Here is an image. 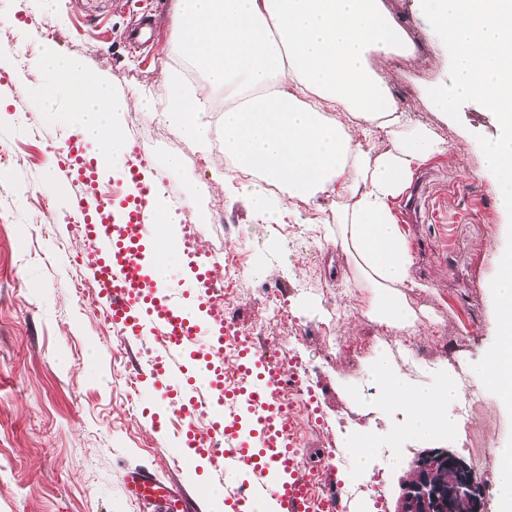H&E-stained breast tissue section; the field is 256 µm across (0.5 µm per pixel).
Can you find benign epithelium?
<instances>
[{
    "label": "benign epithelium",
    "instance_id": "obj_1",
    "mask_svg": "<svg viewBox=\"0 0 512 512\" xmlns=\"http://www.w3.org/2000/svg\"><path fill=\"white\" fill-rule=\"evenodd\" d=\"M484 512L480 482L465 460L446 448L425 451L402 486L398 512Z\"/></svg>",
    "mask_w": 512,
    "mask_h": 512
}]
</instances>
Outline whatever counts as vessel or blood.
<instances>
[{
	"label": "vessel or blood",
	"instance_id": "b4317fda",
	"mask_svg": "<svg viewBox=\"0 0 512 512\" xmlns=\"http://www.w3.org/2000/svg\"><path fill=\"white\" fill-rule=\"evenodd\" d=\"M55 150L73 161L67 174L71 203L84 221L85 267L100 290L106 315L120 328L123 340L153 333L162 339L163 353L157 357L150 376L158 397L180 400V413L193 417L199 409L195 377L189 376L187 355L201 350L204 359H212L224 347L229 331L224 308L214 295L211 259L198 247L181 245L180 258L194 274L191 292L197 302L198 316L185 314L178 293L158 288L146 271L145 244L156 243V227L146 221L153 215L155 188L133 169H126L130 187L129 201L121 215L111 214L99 205L93 176L104 163L101 155H87L83 140L76 135L55 136ZM242 367L257 366V382H245L237 389L224 386L222 367L210 369L208 399L213 408L212 426L224 437V456L233 467L263 472L275 466L287 474V481L264 485L263 490L275 500L279 512H342L343 499L338 488L316 493L304 474L303 450L296 439L278 429L277 408L279 379L282 371L269 364L264 353L247 336L234 338ZM243 398L247 410L262 428V453H255L249 437L243 436L235 422L224 418L225 399ZM123 486L131 501L151 507L153 512H184L182 496L160 481L148 468L125 471ZM254 488L233 489L224 499L228 512H250Z\"/></svg>",
	"mask_w": 512,
	"mask_h": 512
}]
</instances>
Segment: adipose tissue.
Listing matches in <instances>:
<instances>
[{
	"label": "adipose tissue",
	"instance_id": "adipose-tissue-1",
	"mask_svg": "<svg viewBox=\"0 0 512 512\" xmlns=\"http://www.w3.org/2000/svg\"><path fill=\"white\" fill-rule=\"evenodd\" d=\"M175 25L179 55L223 90L224 110L212 124L207 99L174 78L164 122L201 150L221 128L225 155L246 177L238 195L268 223L281 222L289 201L331 192L335 218L326 239L348 255L367 289L369 317L415 329L405 294L413 257L392 201L415 166L447 147L393 104L385 78L369 66L373 54L407 60L418 51L383 0H181ZM34 65L43 76L41 111L75 121L110 158L123 153L124 114L154 112L146 97L114 93L81 56L45 48ZM63 99L66 114L58 111ZM272 186L277 194H269ZM368 374L381 398L407 412L402 433L425 440L462 428L451 375L417 388L384 354Z\"/></svg>",
	"mask_w": 512,
	"mask_h": 512
}]
</instances>
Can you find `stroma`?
I'll return each instance as SVG.
<instances>
[{
  "label": "stroma",
  "instance_id": "obj_1",
  "mask_svg": "<svg viewBox=\"0 0 512 512\" xmlns=\"http://www.w3.org/2000/svg\"><path fill=\"white\" fill-rule=\"evenodd\" d=\"M392 17L418 46L414 60L373 56L369 62L388 82L400 109L429 126L448 145L446 153L416 167L404 195L392 202L413 256L417 283L407 302L419 315L413 358L394 357L417 386L438 384L443 369L455 370L461 385L475 384L473 364L495 338L488 283L507 240L494 180L482 170L479 137L494 138L491 112L475 102L458 120L442 121L428 102L430 88L447 81L444 44L429 42L421 0H384ZM178 0H8L0 9V512H141L123 491L128 468L144 466L184 497L201 483L216 488L258 483L241 469L228 474L224 458L204 457L185 468L172 449L184 425L174 403L156 399L150 381L130 391L126 379L147 376L161 355L155 335L124 341L102 309L90 307L84 290L93 282L76 257L84 251L82 224L62 216L56 190L66 179L51 129L37 106L41 82L33 58L43 46L83 57L114 91L153 98L164 110L169 71L176 58ZM154 33L140 48L125 39L142 15ZM125 140L145 160V177L165 196H187L204 184L217 218L206 225L199 246L223 242L228 253L269 247L266 264L244 265V287L225 297L240 329L259 321L264 309L255 296L274 289L287 300L288 317L273 329L283 357L299 356L297 372L311 373L317 409L298 407L292 419L304 450V465L318 489L347 477L354 457L347 446L356 426L345 411L365 418L376 453L373 469L390 488L378 512H396L401 484L418 457L431 448L459 452L455 436L420 441L398 436L403 410L383 404L367 370L399 331L370 321L362 289H347V257L326 245L315 221L331 217V199L293 201L281 223L248 213L224 175L221 155L206 156L161 120L129 113ZM183 158L179 172L163 167L168 154ZM237 233L222 239V227ZM464 428L476 448L512 444V416L491 392H483ZM336 450L327 458L324 450ZM400 467H393V458Z\"/></svg>",
  "mask_w": 512,
  "mask_h": 512
}]
</instances>
